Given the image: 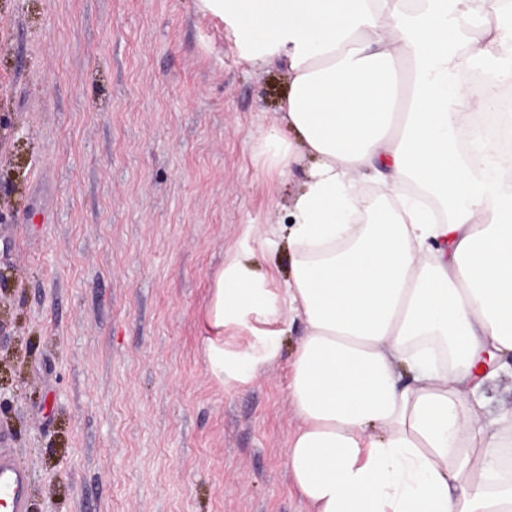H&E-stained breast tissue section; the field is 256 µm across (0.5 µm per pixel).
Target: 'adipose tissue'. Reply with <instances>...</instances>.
Returning a JSON list of instances; mask_svg holds the SVG:
<instances>
[{
  "instance_id": "1",
  "label": "adipose tissue",
  "mask_w": 512,
  "mask_h": 512,
  "mask_svg": "<svg viewBox=\"0 0 512 512\" xmlns=\"http://www.w3.org/2000/svg\"><path fill=\"white\" fill-rule=\"evenodd\" d=\"M201 3L267 31L291 133L268 167L308 170L285 310L238 265L214 275V371L239 377L225 330L260 333L267 363L279 317L304 324L287 457L309 512H512V410L483 367L512 354V153L458 138L512 87V0Z\"/></svg>"
}]
</instances>
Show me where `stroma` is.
I'll list each match as a JSON object with an SVG mask.
<instances>
[{
	"instance_id": "35a3bbf8",
	"label": "stroma",
	"mask_w": 512,
	"mask_h": 512,
	"mask_svg": "<svg viewBox=\"0 0 512 512\" xmlns=\"http://www.w3.org/2000/svg\"><path fill=\"white\" fill-rule=\"evenodd\" d=\"M287 76L199 0H0V433L30 512H309L287 466L302 322L212 371L213 276L291 275ZM275 128V127H274Z\"/></svg>"
}]
</instances>
